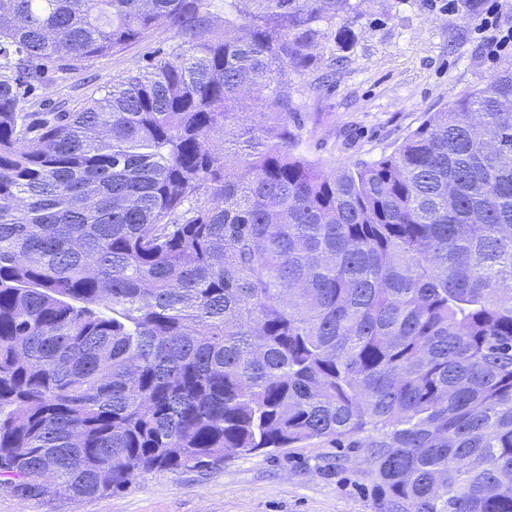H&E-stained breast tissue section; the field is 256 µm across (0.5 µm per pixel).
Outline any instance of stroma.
<instances>
[{"instance_id":"35a3bbf8","label":"stroma","mask_w":512,"mask_h":512,"mask_svg":"<svg viewBox=\"0 0 512 512\" xmlns=\"http://www.w3.org/2000/svg\"><path fill=\"white\" fill-rule=\"evenodd\" d=\"M359 13L348 65L316 94L289 83L303 124L300 152L330 170L391 154L430 114L512 68L487 57L474 31L481 0H350ZM173 39L158 31L33 93L42 109L79 111L113 77L144 67ZM362 448L329 439L302 448L229 455L203 468L153 471L98 498H21L0 486V512H387Z\"/></svg>"}]
</instances>
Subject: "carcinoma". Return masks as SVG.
<instances>
[{
	"instance_id": "1",
	"label": "carcinoma",
	"mask_w": 512,
	"mask_h": 512,
	"mask_svg": "<svg viewBox=\"0 0 512 512\" xmlns=\"http://www.w3.org/2000/svg\"><path fill=\"white\" fill-rule=\"evenodd\" d=\"M349 0H0V485L331 438L392 512H512V71L326 172L288 81ZM174 44L77 112L54 73Z\"/></svg>"
}]
</instances>
